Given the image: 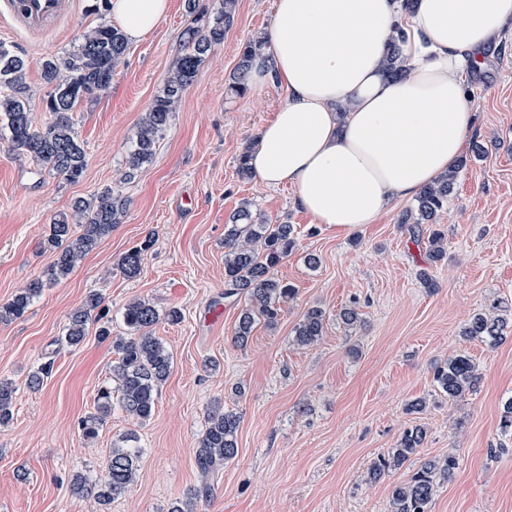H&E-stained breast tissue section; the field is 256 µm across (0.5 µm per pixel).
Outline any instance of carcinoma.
Returning <instances> with one entry per match:
<instances>
[{
    "mask_svg": "<svg viewBox=\"0 0 512 512\" xmlns=\"http://www.w3.org/2000/svg\"><path fill=\"white\" fill-rule=\"evenodd\" d=\"M238 0H222L221 8L213 19L197 12L196 0H187L190 13H198L202 25L183 33L184 52L162 90L155 96L145 112L135 141L127 153L124 179L134 177L155 154L156 143L166 130L171 116L211 48L224 41V35L234 21ZM267 38L248 39L239 50L232 88L243 95L248 89L250 63L263 53ZM128 51L123 31L112 24H101L80 37L78 45L58 56L43 60V80L53 87L46 100L50 121L39 129L33 127L28 111L26 93L27 65L7 46L0 44V125L9 133L12 150L28 155L39 167L48 169L64 180L74 183L82 177L86 154L78 139L72 121V112L96 91L109 87L112 74L122 64ZM457 179V170L440 177L422 189L411 208L406 210L403 223L412 226L427 225V256L436 264L447 257L446 235L437 224L441 212L448 205V196ZM126 210V199L113 189L98 197L78 199L73 204L77 224L66 216L53 221L44 242V248L56 252V259L47 270V278L64 277L89 251L108 236L114 225L120 223ZM296 246L292 224H271L254 215L251 205L242 204L231 218L224 236V295H244L248 305L241 311L234 329V341L247 344L254 325L259 320L274 325L281 312L280 303L293 294V288L274 274V269L288 257ZM143 249L133 248L118 262L122 272L133 277L140 272ZM44 283L40 278L30 281L7 303L0 305V322L16 320L24 315L33 298ZM103 297L98 293L87 296L82 307L71 313L64 342L79 344L86 335L91 319L104 318ZM326 313L319 307L309 308L294 329L293 342L302 347L315 344L323 336ZM156 308L146 300H135L126 305L123 322L128 335L111 337L108 326L100 328L103 338H112V349L117 361L112 365L115 386L105 385L97 390L96 413L81 420L80 430L86 438H94L112 413V394L130 417L146 421L153 412L156 394L167 380L172 359L166 347L152 334L158 322ZM512 319L498 313V304L492 303L484 311L474 314L461 329V336L491 346L498 344ZM433 380L438 390L448 399L456 401L477 390L480 373L474 361L466 354L448 358L435 366ZM15 389L0 381V425L12 418ZM240 416L224 410L220 401L214 402L206 416V427L196 451L200 471L208 475L220 466L236 459L237 434ZM427 429L414 425L404 429L388 457L375 462L367 472V480H380L385 471L402 467L424 447ZM139 451L136 448L115 445L107 462L104 483L96 485L80 474L71 478L73 493H93L102 505L122 495L135 481ZM458 465L457 457L450 453L443 458L423 461L410 478L392 487L389 512H430L435 488L441 480L452 478ZM212 493L211 486L202 485L173 504L170 512H197L199 503Z\"/></svg>",
    "mask_w": 512,
    "mask_h": 512,
    "instance_id": "cac0c4a2",
    "label": "carcinoma"
}]
</instances>
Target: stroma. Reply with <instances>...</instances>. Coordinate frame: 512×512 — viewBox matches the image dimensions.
I'll return each mask as SVG.
<instances>
[{"instance_id":"stroma-1","label":"stroma","mask_w":512,"mask_h":512,"mask_svg":"<svg viewBox=\"0 0 512 512\" xmlns=\"http://www.w3.org/2000/svg\"><path fill=\"white\" fill-rule=\"evenodd\" d=\"M94 2L74 0L72 16L40 35L0 18V43L27 63L33 126L49 118L43 59L112 20L111 11L94 12ZM274 11L275 0H239L223 43L200 65L153 159L131 181L122 179L127 151L183 51V31L194 24L185 0H170L154 30L129 44L111 85L74 112L87 160L78 182L40 169L0 135V304L52 265L44 240L75 199L116 186L127 201L120 224L70 274L45 283L23 317L0 322V381L15 389L13 418L0 427V512H168L204 483L212 493L203 512H388L393 484L407 481L422 460L450 452L458 466L437 487L432 512H512V435L499 428L512 397V332L495 346L460 335L490 303L512 312V32L469 73L474 126L439 218L447 257L432 265L401 223L408 202L376 223L342 230L315 223L289 186L239 176L245 143L272 119L284 92L269 83L238 96L229 83L241 44L270 33ZM476 143L483 154L472 153ZM246 200L272 223L294 225L297 245L275 269L293 296L278 324L257 323L242 348L234 328L248 300L224 295V232ZM139 245L141 270L126 276L118 262ZM310 253L320 259L317 268L304 261ZM423 270L435 289L424 288ZM92 292L103 297L120 336L125 305L152 303L160 314L153 334L171 353L172 368L149 420L116 406L98 437L87 440L79 422L94 413L116 354L94 321L80 345L59 339ZM349 305L360 314L353 326L338 318ZM316 306L326 313L323 336L297 346L294 328ZM217 307L222 323L207 324ZM173 308L181 322L167 320ZM460 353L473 359L481 381L476 392L450 401L436 391L432 368ZM48 361L50 375L29 388L30 375ZM418 398L425 410L407 413ZM217 400L240 417L239 453L205 478L195 453ZM414 424L428 430L419 456L367 482L373 462ZM129 434L140 458L126 492L103 510L93 497L73 494L71 476L103 479L112 446Z\"/></svg>"}]
</instances>
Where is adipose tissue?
I'll list each match as a JSON object with an SVG mask.
<instances>
[{"label": "adipose tissue", "mask_w": 512, "mask_h": 512, "mask_svg": "<svg viewBox=\"0 0 512 512\" xmlns=\"http://www.w3.org/2000/svg\"><path fill=\"white\" fill-rule=\"evenodd\" d=\"M167 9L111 0L131 41ZM511 24L512 0H276L251 79L278 84L285 100L251 147L254 178L290 186L316 223H374L456 164L474 122L465 74ZM391 52L397 78L382 66Z\"/></svg>", "instance_id": "adipose-tissue-1"}]
</instances>
